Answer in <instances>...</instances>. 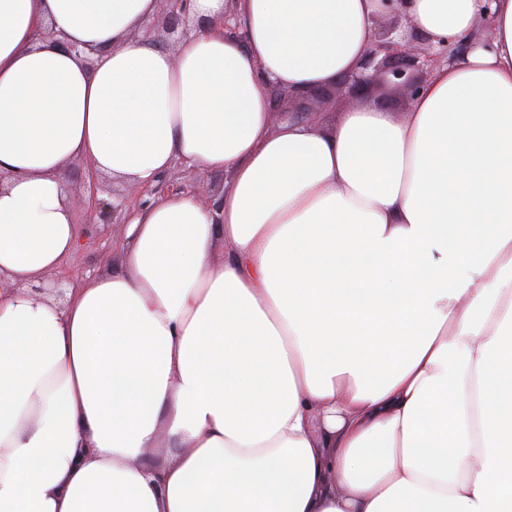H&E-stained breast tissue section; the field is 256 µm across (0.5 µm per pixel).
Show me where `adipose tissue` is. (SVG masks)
Segmentation results:
<instances>
[{
	"label": "adipose tissue",
	"mask_w": 512,
	"mask_h": 512,
	"mask_svg": "<svg viewBox=\"0 0 512 512\" xmlns=\"http://www.w3.org/2000/svg\"><path fill=\"white\" fill-rule=\"evenodd\" d=\"M157 6L0 0V512H512V0H398L469 45L405 117L276 127L386 0H190L175 55ZM75 157L228 180L127 209L60 306L26 289L81 237ZM201 183V188L197 195L207 204H215L224 189V182L228 176L224 172L199 171L195 173Z\"/></svg>",
	"instance_id": "obj_1"
}]
</instances>
